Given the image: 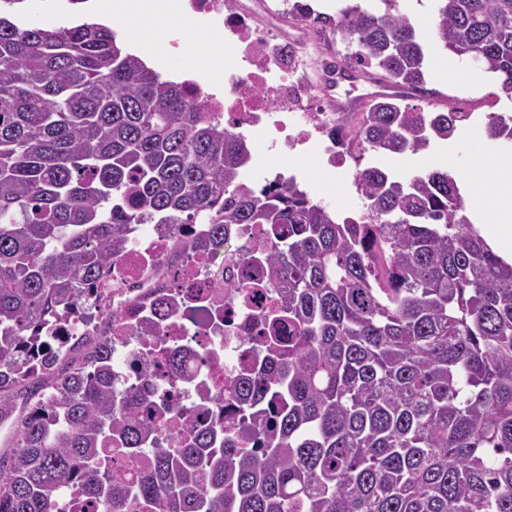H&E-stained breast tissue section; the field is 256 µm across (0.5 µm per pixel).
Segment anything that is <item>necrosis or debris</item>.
I'll list each match as a JSON object with an SVG mask.
<instances>
[{
	"instance_id": "obj_1",
	"label": "necrosis or debris",
	"mask_w": 512,
	"mask_h": 512,
	"mask_svg": "<svg viewBox=\"0 0 512 512\" xmlns=\"http://www.w3.org/2000/svg\"><path fill=\"white\" fill-rule=\"evenodd\" d=\"M170 46L184 57L206 56L218 64L231 50L226 72L201 71L190 90L200 94L226 131L247 136L253 174L278 185L287 167L268 172L263 161L312 153L348 188V144L356 143L362 115L335 111L329 70L311 72L296 46L229 0H170ZM202 26L213 35L205 45L181 42L179 30ZM204 224L133 225L125 251L115 260L103 299L114 316L75 318L64 336H107L112 340V383L142 389L169 409L157 428L158 442L172 446L210 418L212 398L228 393L251 363L265 354L263 313L280 299L272 288L255 294L242 284L256 273L253 254L265 245L262 224H236L233 257L195 249Z\"/></svg>"
}]
</instances>
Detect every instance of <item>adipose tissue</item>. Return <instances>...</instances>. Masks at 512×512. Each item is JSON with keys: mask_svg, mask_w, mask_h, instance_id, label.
I'll list each match as a JSON object with an SVG mask.
<instances>
[{"mask_svg": "<svg viewBox=\"0 0 512 512\" xmlns=\"http://www.w3.org/2000/svg\"><path fill=\"white\" fill-rule=\"evenodd\" d=\"M469 205L486 242L512 263V156L474 142L465 174Z\"/></svg>", "mask_w": 512, "mask_h": 512, "instance_id": "ef3b65f1", "label": "adipose tissue"}]
</instances>
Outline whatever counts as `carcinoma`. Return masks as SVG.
Wrapping results in <instances>:
<instances>
[{"instance_id": "obj_1", "label": "carcinoma", "mask_w": 512, "mask_h": 512, "mask_svg": "<svg viewBox=\"0 0 512 512\" xmlns=\"http://www.w3.org/2000/svg\"><path fill=\"white\" fill-rule=\"evenodd\" d=\"M0 8V512H56L81 481L99 512L128 498L151 512H512V264L471 222L458 174L357 169L363 218L339 219L297 182L244 183L247 140L216 124L186 82L165 79L116 32L48 29ZM430 47L495 75L512 101V0H433ZM397 92L368 102L363 151L418 154L453 137L459 109L426 89V40L412 18L357 5L324 17ZM427 106L406 103L405 92ZM484 132L512 144V113ZM265 224L279 247L254 258L280 305L271 366L230 392L224 416L184 445L151 449L132 486L105 471L112 444L136 453L156 431V401L112 395V347L66 348L38 335L93 309L91 291L132 224ZM26 383L28 412L16 414ZM250 438L254 448L238 447Z\"/></svg>"}]
</instances>
